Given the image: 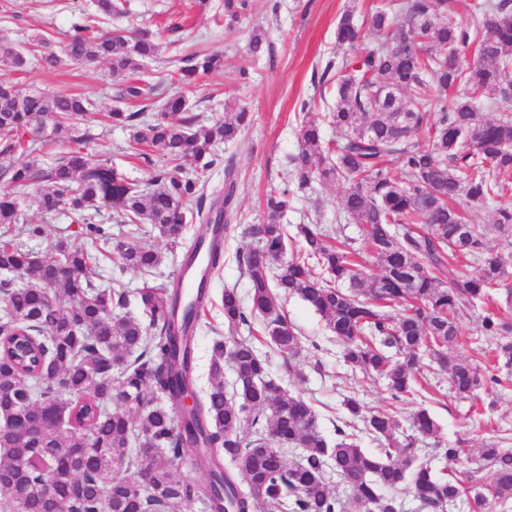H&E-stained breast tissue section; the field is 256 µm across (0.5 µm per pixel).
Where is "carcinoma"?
I'll return each mask as SVG.
<instances>
[{"label": "carcinoma", "mask_w": 512, "mask_h": 512, "mask_svg": "<svg viewBox=\"0 0 512 512\" xmlns=\"http://www.w3.org/2000/svg\"><path fill=\"white\" fill-rule=\"evenodd\" d=\"M449 0H388L357 23L344 13L336 41L354 46L367 25L372 46L340 64H326L318 83L330 84L335 105L327 114L336 139L302 121L291 176L299 188L313 181H340L338 219L363 226L362 247L332 241L320 224H299L293 236L281 224L288 188L264 200L266 221L250 228L257 245L239 256L250 280L249 306L237 290L224 289V322L253 331L294 357L300 336L288 323L281 300L296 296L325 321L353 371L388 382L398 401L417 391L428 352L448 372L458 400L474 396L487 378L459 345L457 320L490 299L508 275V262L488 245V235L512 238V203L495 210L489 225L472 224L469 208L503 196L512 183V118H481L479 109L512 100V0H484L480 17L456 18ZM248 0H224L233 26ZM96 14L74 25L62 54L43 53L56 67L105 61L119 79L116 98L125 107L107 121L132 131L136 157L150 153L167 165L141 181L86 152L92 140L76 127L86 99L75 94L22 93L0 75V152L21 151L31 160L4 170L10 190L0 193V225L17 224L20 202L36 194L39 208L69 211L72 223L112 250L123 268L143 275L161 263L151 249L112 244L95 218L103 210L123 217L130 234L150 231L179 238L188 222L200 232L186 248L207 253L196 296L181 281L144 285L136 300L146 320L114 314L124 293L101 288L91 277L87 251L60 241L58 259H43L12 239L0 241V507L22 512H179L200 504L204 512H394L395 493L413 490L422 506L445 512L468 495L465 470L456 465L463 448H441L444 470L418 458L415 442L435 437L439 426L417 411L411 433L387 411L367 414L354 396L343 397L347 419L323 434L311 406L287 394L268 373V359L246 339L215 338L207 387L196 390L194 339L209 296L210 275L223 265L224 237L237 190L233 166L224 170V194L207 201V171L215 147L237 139L249 122L241 109L209 124L186 115L180 93L162 96L141 78L156 59V34L147 27L112 33L100 19L119 11L115 0H95ZM26 64L24 53L0 41V67ZM223 58L195 51L170 73L174 86H191L221 70ZM162 103L161 113L147 109ZM72 130L73 146L44 167L39 156ZM399 160L403 179L387 168ZM198 165L192 172L184 163ZM472 259L480 273L463 276L448 253ZM380 273L371 274L366 257ZM398 307L393 314L390 309ZM481 332L500 338L498 360L512 367V318L484 312ZM233 374L227 385L224 367ZM120 381L112 383V371ZM195 395V404L182 405ZM251 431L244 434V424ZM380 448L368 451L361 437ZM134 448H155L146 461ZM299 462L286 465L285 451ZM206 473L203 484L181 473L186 455ZM483 491L468 499L471 512H492L512 499V451L488 443L479 451ZM347 483L341 498L327 472Z\"/></svg>", "instance_id": "cac0c4a2"}]
</instances>
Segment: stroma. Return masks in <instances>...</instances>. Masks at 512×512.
<instances>
[{
	"label": "stroma",
	"instance_id": "1",
	"mask_svg": "<svg viewBox=\"0 0 512 512\" xmlns=\"http://www.w3.org/2000/svg\"><path fill=\"white\" fill-rule=\"evenodd\" d=\"M121 10L113 14L109 29L131 31L150 27L160 44L157 62L149 64L146 77L160 84L163 93L174 90L170 83L173 61L202 50L224 58L223 72L204 78L196 85L183 87L191 113L208 123L224 118L229 108H243L251 115L249 127L236 143L218 145L220 165L208 171V189L224 187V167L233 165L237 192L232 222L236 229L224 240V265L211 278L210 297L201 328L196 333V384L206 387L212 339L227 331L224 325L222 295L225 289L249 292V280L238 262L254 241L248 235L250 225L264 221L263 199L273 188H288L290 206L283 218L288 226L320 223L331 236L359 239V224L337 221V203L343 184L312 182L304 189L292 183L291 158L299 147L302 113L318 119L331 103L328 88L314 83L313 72L323 70L328 61L342 58L343 48L336 43V24L344 11L363 16L385 0H249L233 28L224 22V0H120ZM92 0H0V36L17 45L38 37L50 40L52 50H60L74 24L93 12ZM261 33L270 45L260 58L249 54L253 34ZM247 78H240V70ZM19 90L53 93H81L88 99L82 123L93 139L88 152L94 159L117 164L130 178L148 176L150 167L134 156L128 144L129 130L104 125V115L115 104V87L105 62L66 63L49 69L41 66L37 55L27 57L24 70L10 73ZM21 212L28 223L39 225L40 234H21L20 243L46 258L55 257L54 245L67 240L96 255L93 279L105 288L126 293L128 303L123 313L139 316L136 292L143 284H167L176 278L182 254L199 232L198 223L185 225L178 242L158 233L129 236L128 226L117 215L103 213L99 222L113 240L129 241L160 252L161 264L149 277L121 269L111 256L99 253L98 241L86 236L82 225L71 223L66 214H41L35 197H26ZM486 307L477 306L459 321L463 343L457 353L480 372L494 373L497 368L498 340L481 335L480 320ZM284 311L297 330L302 350L296 357H286L266 344L258 349L268 357L269 373L283 384L289 394L303 397L316 412L325 435H332L338 419L343 418L344 396L358 398L366 410L392 412L401 424L420 409H427L437 421V437L420 440V457L433 460L438 448L455 446L476 457L483 443L504 441L512 447V382L484 384L476 397L456 401L448 375L440 370L427 373L425 388L401 401L392 400L385 380L352 373L341 360V347L332 339L323 319L299 298H288Z\"/></svg>",
	"mask_w": 512,
	"mask_h": 512
}]
</instances>
